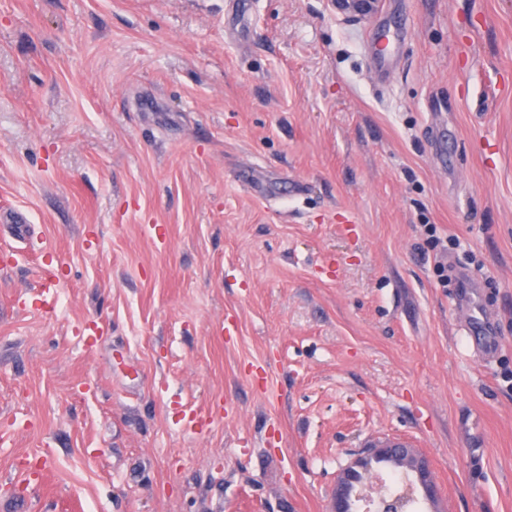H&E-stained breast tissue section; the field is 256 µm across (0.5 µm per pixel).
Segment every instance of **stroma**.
<instances>
[{
  "instance_id": "stroma-1",
  "label": "stroma",
  "mask_w": 512,
  "mask_h": 512,
  "mask_svg": "<svg viewBox=\"0 0 512 512\" xmlns=\"http://www.w3.org/2000/svg\"><path fill=\"white\" fill-rule=\"evenodd\" d=\"M0 210V512H512V0H0ZM382 0H329L337 14L354 20H365L379 9ZM483 289L475 287L471 282L461 277L458 282L457 302L465 309L467 316L463 324V331L469 335L481 334L489 336L485 340L482 353L486 360L494 358L497 350V341L492 337V329L489 317L484 314L482 308ZM410 446H412L411 443L403 437L368 438L363 444V450L343 469L337 479L333 512L353 511V500H357V492L354 493V484L359 490L365 485V482L361 478L363 477L361 471L356 477L361 482L353 480L352 477L356 470L362 466L364 458L369 456L385 458L389 463L407 472L413 480V489L408 492L405 491L401 495L379 494L373 502V512H403L405 500L414 491L430 505L432 512H440L438 509L437 486L431 466L415 448H407Z\"/></svg>"
}]
</instances>
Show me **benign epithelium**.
<instances>
[{"instance_id": "obj_1", "label": "benign epithelium", "mask_w": 512, "mask_h": 512, "mask_svg": "<svg viewBox=\"0 0 512 512\" xmlns=\"http://www.w3.org/2000/svg\"><path fill=\"white\" fill-rule=\"evenodd\" d=\"M381 0H329L336 13L354 20H365L379 9ZM376 456L407 472L416 491L431 507L438 509L437 486L429 462L414 448H365L340 473L334 495L333 512H353V500L357 498L354 487H363L365 482H356L353 475L362 466L364 458ZM411 492L401 495L379 494L373 502V512H403L405 499Z\"/></svg>"}]
</instances>
